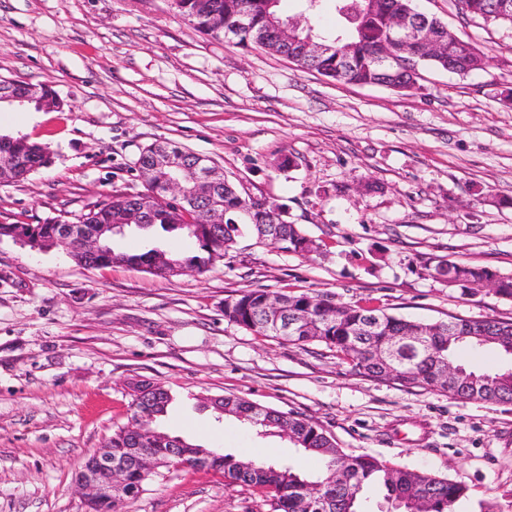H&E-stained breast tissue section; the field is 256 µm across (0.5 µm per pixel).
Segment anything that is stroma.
<instances>
[{"label":"stroma","instance_id":"35a3bbf8","mask_svg":"<svg viewBox=\"0 0 512 512\" xmlns=\"http://www.w3.org/2000/svg\"><path fill=\"white\" fill-rule=\"evenodd\" d=\"M485 55L418 88L339 84L200 33L170 0H0V79L48 84L64 111L0 107V135L46 144L50 167L0 183V223L73 219L142 190L141 148L210 157L247 194L287 206L324 244L308 260L243 232L206 273L94 269L0 239V512H85L84 457L130 418L135 380L163 386L169 433L239 459L321 463L279 434L216 419L236 395L318 423L339 448L463 482L457 512H512V403L459 400L352 371L325 344L228 322L237 291L328 292L424 323L512 319V299L430 277L441 259L512 274V26L416 0ZM289 165H282V158ZM129 512H271L211 471L161 469Z\"/></svg>","mask_w":512,"mask_h":512}]
</instances>
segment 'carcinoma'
Returning <instances> with one entry per match:
<instances>
[{"mask_svg": "<svg viewBox=\"0 0 512 512\" xmlns=\"http://www.w3.org/2000/svg\"><path fill=\"white\" fill-rule=\"evenodd\" d=\"M306 7L298 29L302 39L327 42L336 46L339 54L311 60L298 55L291 62L303 70L315 71L331 81L355 85H380L395 90L409 88L411 77L396 66L382 69L377 58L386 48L389 21L392 17L415 10L414 0H336V11L345 25L324 32L315 25L324 0H304ZM461 9L487 22L512 25V0H458ZM280 0H171L176 11L196 30L214 35V27L232 25L241 12L251 14V32L233 38L242 48L273 46L270 34L272 20L281 18ZM421 66L449 70L466 76L485 66L484 57L472 46L455 51L446 57L422 53L416 57ZM165 152L190 166L195 156L188 150L168 142L156 141L144 147L136 161L141 169L152 164L154 156ZM51 164L49 148L24 138L0 137V174L3 181L15 182ZM160 185L148 182L145 190L128 194L116 191L107 200L93 205L75 218L78 224L97 227L110 224L137 225L146 234L161 231L166 234H185L196 240L198 253L184 256L165 255L164 266L158 267L155 258L158 246L136 251L120 250L115 237H105V253L68 251L80 266L105 268L114 264L139 268L159 275H172L183 267L199 272L209 271L215 263L234 248L241 228L246 226L258 242L276 245L300 256L320 248L312 243L298 224L287 220V210H274L266 204L242 195L235 187L220 188L222 205L213 206L210 198L199 195L195 205L177 201H159ZM56 223L0 224V237L24 235L32 247L43 250L45 241L53 236ZM426 270L450 286L467 289L473 284L492 281L495 293L512 299V275L501 274L488 267L451 260H442ZM270 291L262 288L243 290L224 303V318L255 335L277 339L294 345L320 342L348 360L353 371L375 380L404 388L423 387L444 392L460 400L512 403V368L494 372L462 368L454 381L441 379L444 361L454 360L461 348H498L512 356V321L496 318H451L455 326L448 336V322L437 323L438 332L426 336V345L417 350L404 345L391 351L389 338L410 337L420 322L397 317L377 307L348 305L336 301L332 294L291 293L276 295L286 304L283 316L292 327L279 332L270 321L265 299ZM376 323V330L365 327ZM132 391L131 419L139 423L142 433L133 435L122 426L105 440L112 457L123 459L132 448H140L160 461V467L175 463L199 470L197 455L206 450L179 436L176 448L164 439L168 435L160 418L167 413L171 395L160 385L136 381ZM235 395L224 397V415L234 417L250 426L280 432L288 427L294 447L315 456L322 462L317 475H306L285 462L244 461L230 454L209 449L206 468L224 476V485L252 487L265 492L272 512H456L455 505L467 496V486L456 480L440 478L424 471L394 468L369 455H347L336 447L333 438L317 423L292 412L284 413L263 407ZM152 472L131 465L126 470L122 494L114 497L112 506L102 512H127L125 507L144 491Z\"/></svg>", "mask_w": 512, "mask_h": 512, "instance_id": "1", "label": "carcinoma"}]
</instances>
